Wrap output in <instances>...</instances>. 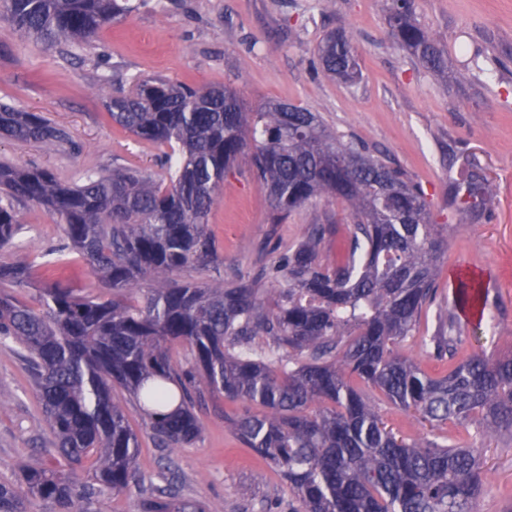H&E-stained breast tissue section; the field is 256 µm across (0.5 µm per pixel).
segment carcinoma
<instances>
[{"label":"carcinoma","instance_id":"carcinoma-1","mask_svg":"<svg viewBox=\"0 0 512 512\" xmlns=\"http://www.w3.org/2000/svg\"><path fill=\"white\" fill-rule=\"evenodd\" d=\"M129 0H0L25 38L49 47H91L132 12ZM395 43L430 71L448 67L437 40L416 21L413 0H384ZM318 55L324 74L358 76L348 38L329 33ZM112 124L166 146L168 180L132 169L91 173L79 184L48 169L0 162V246L21 230L15 205L45 206L67 248L93 266L102 300L42 266L50 279L38 306L4 293L22 287L35 261L0 265V342L14 346L53 436L56 466H27L21 484L0 483V512H27L38 499L54 512H88L86 501L138 483L139 438L112 397L126 390L162 448L199 438L198 412L224 399L237 439L287 482L293 512H474L487 477L468 437L512 433V352L465 354L437 281L448 249L421 186L381 151L344 139L320 115L270 101L246 107L230 86L197 88L136 78L110 96ZM0 140L51 149L68 130L42 114L0 103ZM265 186L270 223L316 198L350 209L353 229L315 221L252 274L179 282L187 268L224 265L209 218L239 163ZM493 187L477 164L448 188V206L473 222L488 218ZM435 310L429 356L448 364L434 376L401 344ZM431 426L409 440L375 410L365 390ZM80 468L90 482L71 477ZM140 512H209L170 489L143 498Z\"/></svg>","mask_w":512,"mask_h":512}]
</instances>
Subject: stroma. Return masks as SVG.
<instances>
[{
    "instance_id": "35a3bbf8",
    "label": "stroma",
    "mask_w": 512,
    "mask_h": 512,
    "mask_svg": "<svg viewBox=\"0 0 512 512\" xmlns=\"http://www.w3.org/2000/svg\"><path fill=\"white\" fill-rule=\"evenodd\" d=\"M420 25L439 41L448 74L428 71L398 48L382 0H141L125 19L104 28L95 49H46L0 19V101L39 112L68 129L72 141L54 150L34 142L0 140V160L46 167L63 181L116 167L162 178V148L113 126L106 96L128 91L132 77L161 76L195 86L229 84L246 106L285 101L320 113L337 133L384 151L420 183L437 224L448 229L441 265V298L454 301L461 283L485 298L484 311H459L466 350L494 358L512 350V0H414ZM354 44L360 78L345 85L326 78L317 46L328 31ZM481 49L477 62L460 46ZM494 185L491 220L474 224L448 208L449 181L468 163ZM269 200L249 173L234 174L210 218L225 265L253 272L269 236L286 246L306 224L329 219L341 231L352 220L345 205L316 199L270 226ZM23 226L0 248V264L24 255L64 250L62 228L43 207L18 208ZM139 437V486L100 498L93 512H140L152 489L175 484L180 497L212 512H289L294 502L281 476L257 465L236 439L225 413L201 412V437L161 448L121 389ZM487 473L475 512L512 506V434L473 439ZM53 437L22 362L0 343V482L17 483L28 465L53 463Z\"/></svg>"
}]
</instances>
